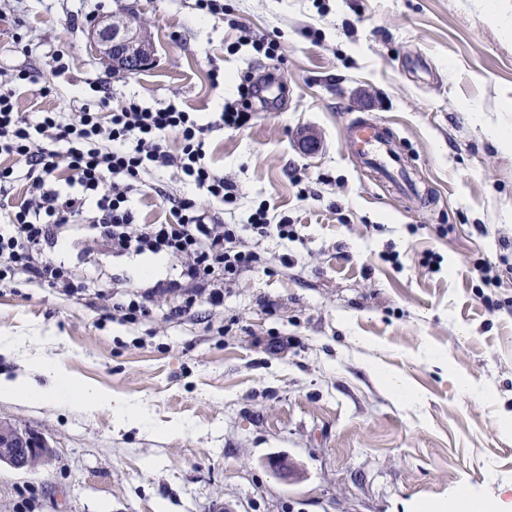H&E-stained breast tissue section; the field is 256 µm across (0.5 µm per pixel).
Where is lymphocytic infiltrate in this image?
Listing matches in <instances>:
<instances>
[{"label": "lymphocytic infiltrate", "mask_w": 512, "mask_h": 512, "mask_svg": "<svg viewBox=\"0 0 512 512\" xmlns=\"http://www.w3.org/2000/svg\"><path fill=\"white\" fill-rule=\"evenodd\" d=\"M21 71L0 81V156L11 158L0 168V280L21 278L53 288L64 297L93 294L110 302L121 322L147 317L157 299L174 304L168 317L192 319L201 302L224 303L225 287L253 268V251L238 248L242 234L265 238L289 236V224H273L266 209L256 210L244 224L208 221L196 198L165 197L171 218L141 224L131 204L152 170L170 169L180 180L216 203L235 198V185L206 159V143L214 126L242 128L252 118V103L226 104L218 124L200 123L195 113L176 104L150 109L131 98L118 109L107 101L72 117L45 111L37 121L20 112L14 83L27 80ZM181 137L178 152L167 150L164 135ZM25 170L27 191L10 199L8 184L14 164ZM86 234L100 249L116 256H163L177 260V278L148 288L126 290L113 298L101 289L95 270L83 271L56 260L58 243Z\"/></svg>", "instance_id": "1"}]
</instances>
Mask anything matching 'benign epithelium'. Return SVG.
I'll use <instances>...</instances> for the list:
<instances>
[{"label": "benign epithelium", "instance_id": "1", "mask_svg": "<svg viewBox=\"0 0 512 512\" xmlns=\"http://www.w3.org/2000/svg\"><path fill=\"white\" fill-rule=\"evenodd\" d=\"M93 38L100 51L114 60L115 68L122 72L139 70L149 62L146 41L129 27L116 31L108 24L100 25ZM52 456L53 449L44 434L0 420V466L33 473Z\"/></svg>", "mask_w": 512, "mask_h": 512}]
</instances>
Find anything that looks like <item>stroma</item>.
<instances>
[{"mask_svg":"<svg viewBox=\"0 0 512 512\" xmlns=\"http://www.w3.org/2000/svg\"><path fill=\"white\" fill-rule=\"evenodd\" d=\"M89 24H70L73 15ZM141 29L146 69L119 74L93 43L113 17ZM280 42L275 57L247 36ZM63 54L66 69L51 72ZM224 81L212 84V68ZM26 70L19 109L72 113L110 91L174 102L216 123L248 75L288 86L240 130L209 135L236 185L226 224L258 208L294 236L246 238L262 262L204 304L136 325L50 288L0 283V379L51 382L56 365L107 396L87 409L0 394V420L43 433L52 461L0 467V512H512V0H0V70ZM57 92L46 97L45 84ZM389 125L426 193L399 196L351 161L342 129ZM317 139L305 151L302 135ZM140 223L187 186L145 174ZM434 255L437 269L422 266ZM489 260L497 284L473 270ZM116 288L169 278L165 257H102ZM495 309H487L483 296ZM404 373L414 401L386 374ZM466 377L490 391L459 392Z\"/></svg>","mask_w":512,"mask_h":512,"instance_id":"stroma-1","label":"stroma"}]
</instances>
